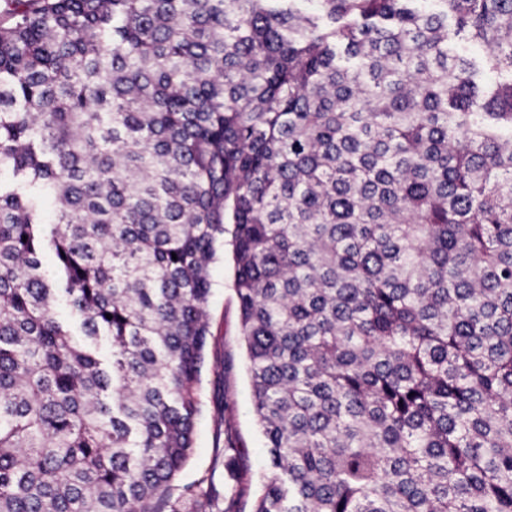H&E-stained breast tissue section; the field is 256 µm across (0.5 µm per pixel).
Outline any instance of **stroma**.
<instances>
[{"instance_id": "35a3bbf8", "label": "stroma", "mask_w": 512, "mask_h": 512, "mask_svg": "<svg viewBox=\"0 0 512 512\" xmlns=\"http://www.w3.org/2000/svg\"><path fill=\"white\" fill-rule=\"evenodd\" d=\"M207 303L209 335L201 375L202 411L195 424V444L174 488L198 481L234 486L238 512H251L268 463L264 437L252 412L241 320L234 290L231 246H224L210 268ZM229 425L237 453L227 458L216 444L219 424Z\"/></svg>"}]
</instances>
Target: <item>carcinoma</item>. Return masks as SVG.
I'll return each mask as SVG.
<instances>
[{
	"label": "carcinoma",
	"mask_w": 512,
	"mask_h": 512,
	"mask_svg": "<svg viewBox=\"0 0 512 512\" xmlns=\"http://www.w3.org/2000/svg\"><path fill=\"white\" fill-rule=\"evenodd\" d=\"M3 2L0 512H234L227 235L252 512H512V0ZM229 236L210 268L207 303L209 335L201 375L202 411L195 424V444L185 468L173 482V492L185 484L213 481L218 488L233 485L239 491L238 512H251L268 463L265 440L253 412L241 320L234 290L232 247ZM225 365V371H224ZM224 414L217 448V418ZM232 428L237 453L224 455L223 430Z\"/></svg>",
	"instance_id": "cac0c4a2"
}]
</instances>
